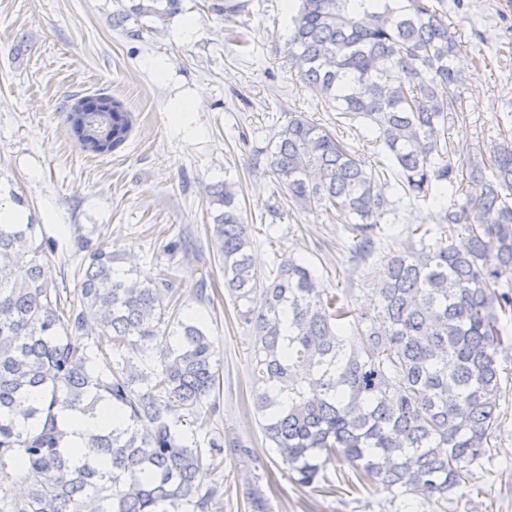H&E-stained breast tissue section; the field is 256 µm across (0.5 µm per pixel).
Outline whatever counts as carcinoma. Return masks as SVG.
<instances>
[{
  "mask_svg": "<svg viewBox=\"0 0 512 512\" xmlns=\"http://www.w3.org/2000/svg\"><path fill=\"white\" fill-rule=\"evenodd\" d=\"M249 6L213 0L208 9L234 19ZM134 11L162 20L182 0H139ZM291 22L288 62L302 83L363 125L391 166L296 112L258 152L288 202L344 217L364 260L391 196L440 201L462 175L475 189L448 205L434 242L423 235L383 256L376 305L362 312L290 255L265 273L237 183L209 188L224 288L255 333L260 429L299 483L321 482L324 460L336 459L361 484L446 502L486 455L499 417L498 350L512 316V128L500 125L487 157L448 152L445 122L466 87L445 0H299ZM81 103L92 111L66 120L84 152L106 156L129 140L134 115L122 100L78 97L69 111ZM40 229L0 224V512H216L224 486L201 484L200 471L221 469L226 446L249 449L218 436L204 451L173 429L172 415L198 413L219 380L203 327L163 303L173 262L142 280L118 269V252L88 246L68 294L53 284ZM259 287L265 304L255 310ZM94 330L112 340L107 373L94 369L109 354L89 343ZM153 349L157 367L135 362ZM75 415L101 420L81 447L65 429Z\"/></svg>",
  "mask_w": 512,
  "mask_h": 512,
  "instance_id": "obj_1",
  "label": "carcinoma"
}]
</instances>
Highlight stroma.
<instances>
[{
  "instance_id": "35a3bbf8",
  "label": "stroma",
  "mask_w": 512,
  "mask_h": 512,
  "mask_svg": "<svg viewBox=\"0 0 512 512\" xmlns=\"http://www.w3.org/2000/svg\"><path fill=\"white\" fill-rule=\"evenodd\" d=\"M210 0H183L180 13L159 20L132 10L133 0H0V205L23 204L52 246L56 287L74 290L83 241L123 254L122 269L154 276L172 240L185 254L174 273L179 317L198 320L223 365L217 411L177 422L178 434L207 448L217 435L250 448L247 458L224 454L223 512H251L249 489L265 486L267 512H512V348L498 355L504 370L499 426L489 454L473 465L470 484L449 502L421 494L393 498L382 486L349 481L351 469L326 464L325 480L304 486L289 476L259 427L251 326L239 321L209 227V186L240 181L255 255L271 270L282 253L309 264L325 287L355 308H372L379 258L360 262L344 220L289 207L273 177L255 168L288 115L303 112L335 126L336 114L288 63L286 0H251L248 15L227 21ZM448 11L458 25L468 90L463 109L448 115L449 147L488 152L496 118L512 113V0H459ZM244 34L245 43L231 40ZM124 96L137 121L124 149L91 158L68 135L64 107L76 96ZM188 99L197 108L188 126L170 116ZM444 206L404 204L376 233L382 244L404 241L412 229L437 231Z\"/></svg>"
}]
</instances>
